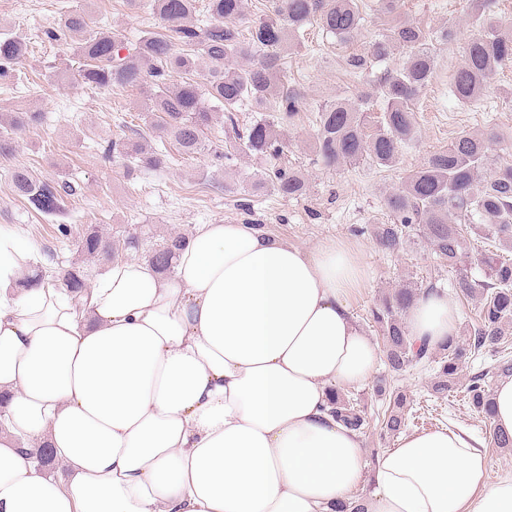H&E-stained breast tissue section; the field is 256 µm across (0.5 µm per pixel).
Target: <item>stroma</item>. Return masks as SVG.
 Returning <instances> with one entry per match:
<instances>
[{
    "instance_id": "stroma-1",
    "label": "stroma",
    "mask_w": 512,
    "mask_h": 512,
    "mask_svg": "<svg viewBox=\"0 0 512 512\" xmlns=\"http://www.w3.org/2000/svg\"><path fill=\"white\" fill-rule=\"evenodd\" d=\"M480 0H399L395 15L383 14L379 0H358L364 16L360 36L343 42L317 27L308 29L301 48L285 55L283 68L290 86L301 91L305 103L284 135L291 146L283 161L304 172L309 189L287 200L250 187L254 176L270 170V163L234 150V128H247L253 114L237 107L236 126L216 118L206 130L211 154L188 158L175 147L167 149V163L157 170L128 174L122 160L103 153L108 141L130 136L138 127L135 89L86 91L71 79H57L60 69L73 63L70 48L43 41L42 33L62 9L80 7L94 18H105L110 29L126 44H135L141 31L157 29V20L131 10L126 0H8L0 5V32L29 38L35 53L0 74V114L38 110L42 125L16 135L15 151L0 155V230L28 239L37 252L52 250L49 267L59 271L77 256L59 233V225L78 229L100 225L114 239L143 228L155 245L172 232L191 233L194 225L231 219L312 251L330 241L356 247L369 277L349 298L353 316L373 341L381 336L369 318L371 308L405 281H422L433 271L425 244L404 246L399 254L382 252L369 232L381 221L383 195L400 185L426 155L447 146L459 132L473 130L497 134L496 159L512 162V62L498 69L484 103L463 104L450 92V77L463 60L462 46L472 32L471 17ZM437 32L453 29L452 42L438 44L436 77L417 105V137L404 147L397 166L381 171L368 163L328 168L317 160L313 148L316 107L336 99L356 100L377 85L392 61L372 64L362 76L348 66L351 56L365 53L368 43L388 29L393 18ZM27 167L35 177L65 180L75 194L64 202L59 215L30 209L16 196L9 172ZM429 376L410 371L399 378L411 401L419 403L417 432L463 428L482 439L490 460L488 482L512 469V448L495 447L489 422L478 418L469 404L456 397L443 400L438 410L425 406Z\"/></svg>"
}]
</instances>
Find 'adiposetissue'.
<instances>
[{
    "instance_id": "1",
    "label": "adipose tissue",
    "mask_w": 512,
    "mask_h": 512,
    "mask_svg": "<svg viewBox=\"0 0 512 512\" xmlns=\"http://www.w3.org/2000/svg\"><path fill=\"white\" fill-rule=\"evenodd\" d=\"M34 252L0 233V512H332L367 479L365 512H512V474L487 483L466 430L401 437L369 471L329 416L380 357L348 304L368 278L352 245L199 224L173 276L116 260L78 302L20 287ZM458 320L440 290L405 316L433 345Z\"/></svg>"
}]
</instances>
